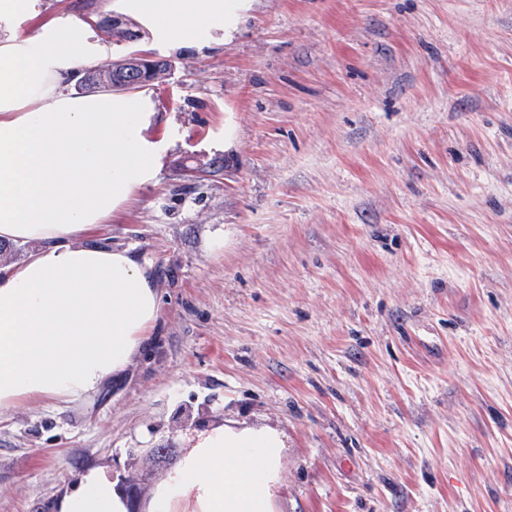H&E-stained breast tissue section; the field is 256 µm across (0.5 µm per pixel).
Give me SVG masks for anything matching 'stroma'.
<instances>
[{
	"label": "stroma",
	"mask_w": 512,
	"mask_h": 512,
	"mask_svg": "<svg viewBox=\"0 0 512 512\" xmlns=\"http://www.w3.org/2000/svg\"><path fill=\"white\" fill-rule=\"evenodd\" d=\"M77 22L175 63L156 180L89 233L159 312L98 392L0 409V512L224 422L284 434L277 512H512V0H228L193 50L125 0L0 32Z\"/></svg>",
	"instance_id": "1"
}]
</instances>
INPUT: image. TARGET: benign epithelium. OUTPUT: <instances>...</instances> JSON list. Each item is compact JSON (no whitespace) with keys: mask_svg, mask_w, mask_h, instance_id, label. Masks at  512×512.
Masks as SVG:
<instances>
[{"mask_svg":"<svg viewBox=\"0 0 512 512\" xmlns=\"http://www.w3.org/2000/svg\"><path fill=\"white\" fill-rule=\"evenodd\" d=\"M172 70V61L167 58L152 53H132L111 64L86 70L78 88L92 92H126L155 87Z\"/></svg>","mask_w":512,"mask_h":512,"instance_id":"obj_1","label":"benign epithelium"}]
</instances>
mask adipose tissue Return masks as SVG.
Instances as JSON below:
<instances>
[{
  "label": "adipose tissue",
  "mask_w": 512,
  "mask_h": 512,
  "mask_svg": "<svg viewBox=\"0 0 512 512\" xmlns=\"http://www.w3.org/2000/svg\"><path fill=\"white\" fill-rule=\"evenodd\" d=\"M186 46L223 0H126ZM101 49L81 26L54 27L33 51L0 40V241L35 251L0 275V408L96 392L145 346L159 296L150 266L88 241L96 224L155 180L160 158L142 131L147 96L77 94L82 61ZM286 443L266 426L198 434L146 512H275ZM100 469L80 474L57 512H131Z\"/></svg>",
  "instance_id": "ef3b65f1"
}]
</instances>
